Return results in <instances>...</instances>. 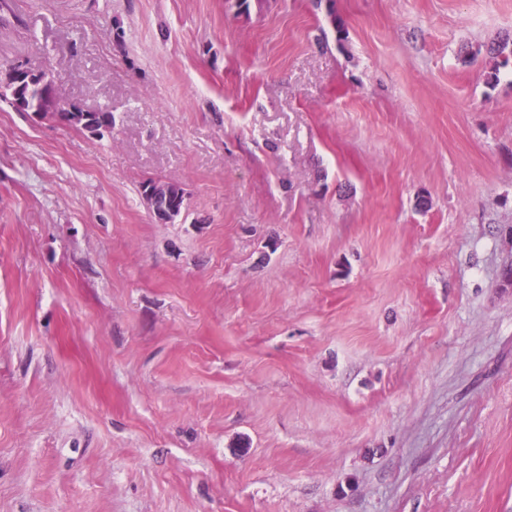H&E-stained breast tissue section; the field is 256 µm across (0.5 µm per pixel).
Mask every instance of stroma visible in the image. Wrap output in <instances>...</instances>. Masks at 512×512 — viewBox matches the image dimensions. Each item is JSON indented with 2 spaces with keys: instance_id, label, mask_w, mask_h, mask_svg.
<instances>
[{
  "instance_id": "1",
  "label": "stroma",
  "mask_w": 512,
  "mask_h": 512,
  "mask_svg": "<svg viewBox=\"0 0 512 512\" xmlns=\"http://www.w3.org/2000/svg\"><path fill=\"white\" fill-rule=\"evenodd\" d=\"M510 35L512 0H0V70L115 119L0 101V512H512ZM16 79L12 76L9 70L0 72V97L8 99L10 105L18 112H33L41 117L50 114L59 123L68 126H74L87 132L91 137L101 138L104 136L101 129H109L112 127L113 117L112 112H86L77 107L71 106L57 97L52 99V103L56 112L51 109V100L49 97V86L46 84L43 92L33 91L22 100H15L13 98V91H15ZM16 92V91H15Z\"/></svg>"
}]
</instances>
